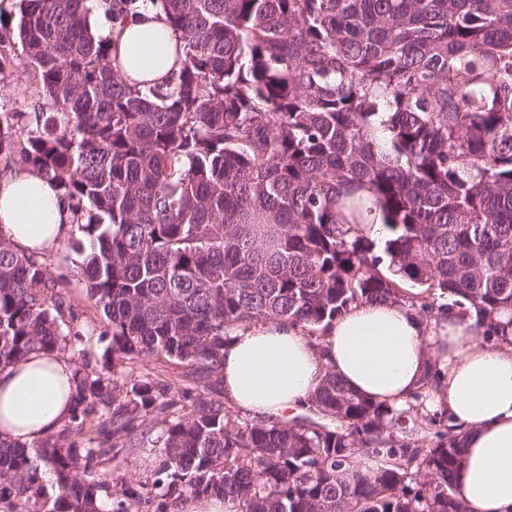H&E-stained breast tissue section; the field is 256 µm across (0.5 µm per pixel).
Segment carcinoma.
Segmentation results:
<instances>
[{
    "label": "carcinoma",
    "mask_w": 512,
    "mask_h": 512,
    "mask_svg": "<svg viewBox=\"0 0 512 512\" xmlns=\"http://www.w3.org/2000/svg\"><path fill=\"white\" fill-rule=\"evenodd\" d=\"M157 6L185 48L166 90L124 82L90 0L18 3L50 103L0 113V164L19 157L72 203L112 376L75 369L64 428L0 439V503L38 512L48 470L49 512H168L187 494L240 512H471L454 427L405 439L427 392L395 408L327 369L303 413L254 420L224 403L221 370L234 328L278 321L316 345L373 302L453 311L512 345V0H141ZM372 215L382 256L359 229ZM48 261L0 238V369L68 349ZM148 359L190 365L201 393L126 372ZM158 419L157 467L109 492L105 464Z\"/></svg>",
    "instance_id": "cac0c4a2"
}]
</instances>
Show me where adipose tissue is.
<instances>
[{"mask_svg": "<svg viewBox=\"0 0 512 512\" xmlns=\"http://www.w3.org/2000/svg\"><path fill=\"white\" fill-rule=\"evenodd\" d=\"M106 32L130 86L165 84L178 72L184 43L162 10H129ZM71 229L54 181L24 168L0 173V238L39 256ZM433 353L442 361L435 401L463 445L454 493L471 512H512V347L483 345L471 321L426 322L387 302L352 306L316 346L285 323L237 328L224 347V399L258 418L287 417L329 369L350 390L398 407L420 391ZM73 375L68 356L43 351L0 370V438L30 445L61 429L72 412Z\"/></svg>", "mask_w": 512, "mask_h": 512, "instance_id": "1", "label": "adipose tissue"}]
</instances>
